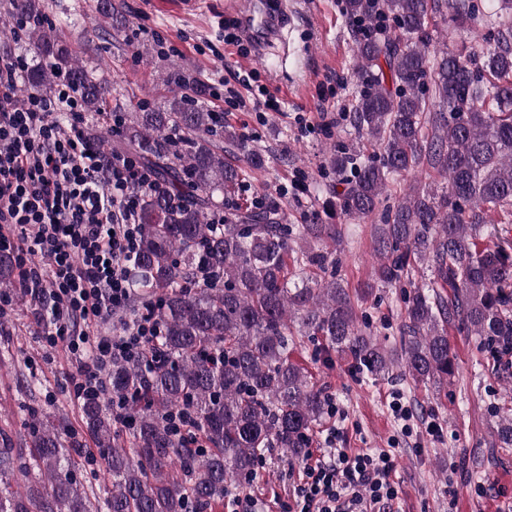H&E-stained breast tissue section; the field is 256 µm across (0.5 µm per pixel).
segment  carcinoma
I'll return each instance as SVG.
<instances>
[{"label": "carcinoma", "instance_id": "cac0c4a2", "mask_svg": "<svg viewBox=\"0 0 512 512\" xmlns=\"http://www.w3.org/2000/svg\"><path fill=\"white\" fill-rule=\"evenodd\" d=\"M47 9L45 0H11L10 17L27 27L37 59L21 92L47 95L66 81L85 111L105 121L118 114L112 152L133 156L158 185L139 198L143 234L130 276L141 298L157 302L161 334L141 360L112 364L111 394L81 404L112 488L85 490L82 438L31 411L26 447L0 448V512H214L253 482L266 453L299 457L329 419L325 389L292 359L307 341L318 342L316 361L337 356L376 381L398 371L438 392L458 372L448 327L475 337L495 372L512 354V0L490 9L478 0H345L367 28L381 15L392 27L382 38H355L364 88L353 124L373 158L361 162L351 147L331 152L343 189L330 186L325 214L379 216V263L367 294L400 289L391 345L337 277L327 241L343 242L342 225L318 214L312 224H287L274 200L239 202L265 157L185 96L164 109L124 111ZM95 12L115 30L126 24L113 0H96ZM441 23L450 36L480 25L496 46L465 58L436 48ZM220 139L246 165L224 161ZM415 171L437 173L440 190L412 185L397 205L384 204L388 184ZM486 237L493 244L481 245ZM201 255L218 271L211 282L195 275ZM15 272L14 260L0 255V288L14 287ZM493 435L512 446V417L499 418ZM16 475L27 481L22 493L10 490L7 478Z\"/></svg>", "mask_w": 512, "mask_h": 512}]
</instances>
